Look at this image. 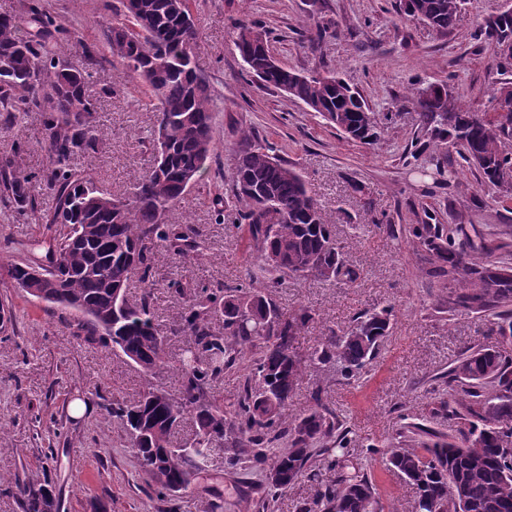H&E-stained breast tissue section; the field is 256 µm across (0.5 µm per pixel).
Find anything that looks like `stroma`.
Here are the masks:
<instances>
[{
    "mask_svg": "<svg viewBox=\"0 0 512 512\" xmlns=\"http://www.w3.org/2000/svg\"><path fill=\"white\" fill-rule=\"evenodd\" d=\"M72 36L71 59L91 74L99 93L97 118L108 129L90 168L97 186L128 195L134 172L152 167L145 144L155 114L121 65L86 60L83 48L99 43L102 18L123 12V0H41ZM399 0H190L201 39L198 68L211 83L214 139L222 165L239 133L253 129L278 143L280 156L305 177L331 224L354 281L333 284L291 278L274 288L283 308L303 305L314 320L297 339L308 350L318 339L349 327L361 312L393 307L395 325L380 355L358 382L345 385L330 370L304 375L290 402L299 415L309 404L315 382L326 400L354 432L349 453L362 455L368 444L395 437L400 414H426L437 377L470 346L491 347L486 319L477 314L449 315L442 287L429 265L406 238L415 215L430 213L440 223H462L473 240L503 237L512 263V203L498 201L497 190L480 174L461 167L449 183L425 187L418 170L427 154L425 136L407 97L413 84L448 83L456 96L479 112L491 110L488 88L498 76L492 52L475 36L484 18L512 0H465L455 27L441 35L418 21L396 19ZM249 17L271 34L270 47L284 65L300 70L338 69L379 116L374 145L348 143L342 134L304 104L280 90L266 89L242 72L233 50L235 20ZM334 23L336 35L312 49L307 29ZM18 151L27 172L41 173L50 163L43 139V117L32 111L18 124L0 123V152ZM229 187L223 175L204 174L168 217L169 223L196 224L206 242L205 256L163 259L152 272L156 321L169 327L184 301L168 283L187 279L217 288L242 282L250 260L235 231L217 219L218 199ZM392 225L393 233L383 232ZM43 225L7 217L0 207V303L14 314L9 335H0V512H21L19 484L50 475L58 512H160L152 487L139 477V464L125 430L106 409L138 398L146 376L118 351L74 338L59 315L16 288L9 263L44 256ZM87 410L74 414L75 401ZM372 480L390 512H411L413 491L396 473L375 463ZM262 477L250 481L228 473L223 453L213 454L207 470L173 503L174 512H252Z\"/></svg>",
    "mask_w": 512,
    "mask_h": 512,
    "instance_id": "stroma-1",
    "label": "stroma"
}]
</instances>
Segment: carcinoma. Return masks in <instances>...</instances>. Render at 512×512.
<instances>
[{
    "mask_svg": "<svg viewBox=\"0 0 512 512\" xmlns=\"http://www.w3.org/2000/svg\"><path fill=\"white\" fill-rule=\"evenodd\" d=\"M464 0H401V21L418 20L446 35L460 17ZM25 26L0 16V112L5 121L20 112L43 113L44 141L51 159L42 174L54 206L38 214L37 176L17 160L0 155V200L11 215L37 216L50 231L45 260L8 266L10 278L33 290L31 297L59 294L72 306L61 311L71 335L112 346L151 378L139 398L107 409L129 437L147 482L162 502L187 488L206 470L211 452L224 450L225 469L239 473L248 463L268 465L279 475L263 481L257 508L301 477L317 485L300 512H384L367 469L381 460L414 491L411 512H512V354L469 348L439 379L428 423L409 416L396 437L366 446L364 460L349 459L352 431L336 416L318 384L309 408L288 413L289 400L307 369L328 367L350 383L377 356L393 326L390 307L359 314L344 332H331L308 351L297 336L313 321L303 306L285 310L271 288L285 276L323 281L354 280L331 225L310 194L303 176L280 159L275 142L242 130L232 149L224 208L243 234L252 259L245 280L209 288L173 281L169 288L187 297L180 318L161 331L152 312L155 265L167 255H204L205 241L194 224H170L168 213L206 173L215 158L212 97L208 76L195 63L199 32L189 0H124V14L102 26L103 41L85 54L118 60L155 107L149 144L155 165L133 176L131 197L121 200L100 189L90 170L71 166L76 156L94 157L106 132L88 93L89 73L66 66L68 30L33 2L24 5ZM480 39L493 48L491 66L512 72L499 55L500 39L512 37V9L479 25ZM234 49L244 70L260 82L275 57L268 33L247 19L236 23ZM265 86L274 87L326 116L347 138L363 145L377 140L375 114L359 93L334 71L298 72L282 64ZM512 81L493 87L490 112H477L452 96L448 84L428 82L412 90L418 125L430 149L427 168L435 184L448 181L453 154L475 167L497 188L499 202L512 200L501 180L512 155L501 151L512 138ZM410 244L448 279V312L483 313L485 335L512 347V275L503 276L492 255L501 246L474 245L461 223L442 224L430 213L408 225ZM144 284L138 299H120L131 283ZM186 337L177 360L181 396L172 398L153 382L168 368L167 335ZM231 371L241 373V389L228 406L212 394ZM190 418L193 437L171 444L181 421ZM449 425L446 432L442 426ZM24 512H55L49 479L17 485Z\"/></svg>",
    "mask_w": 512,
    "mask_h": 512,
    "instance_id": "cac0c4a2",
    "label": "carcinoma"
}]
</instances>
